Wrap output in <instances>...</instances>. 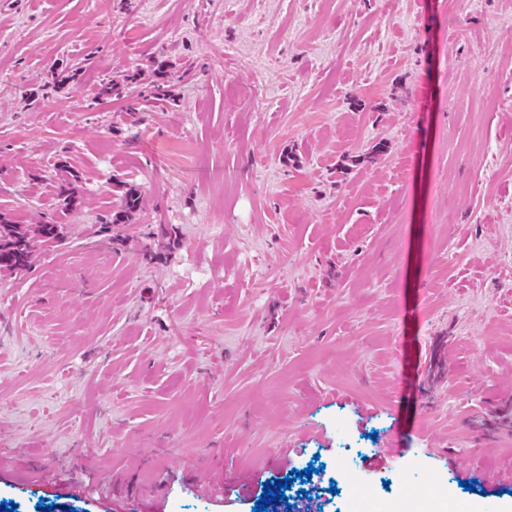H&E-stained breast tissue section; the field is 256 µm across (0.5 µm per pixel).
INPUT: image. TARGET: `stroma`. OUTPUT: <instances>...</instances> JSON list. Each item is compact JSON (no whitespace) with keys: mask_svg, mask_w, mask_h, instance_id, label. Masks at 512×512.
I'll return each instance as SVG.
<instances>
[{"mask_svg":"<svg viewBox=\"0 0 512 512\" xmlns=\"http://www.w3.org/2000/svg\"><path fill=\"white\" fill-rule=\"evenodd\" d=\"M0 211V504L512 512V0H0ZM58 238V225L52 219L40 224L35 232L24 225L14 224L5 236L0 234V273L15 275L27 270L36 243L58 241Z\"/></svg>","mask_w":512,"mask_h":512,"instance_id":"1","label":"stroma"}]
</instances>
